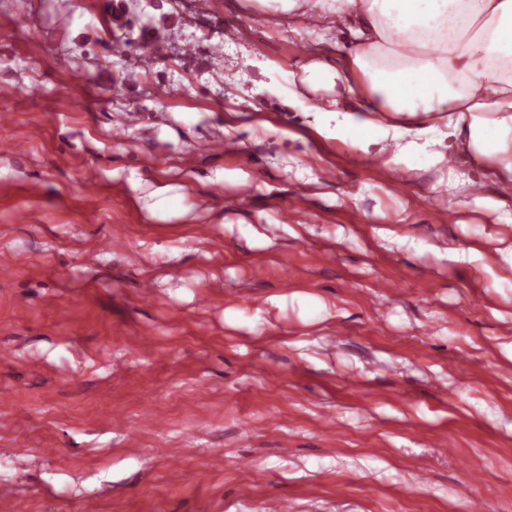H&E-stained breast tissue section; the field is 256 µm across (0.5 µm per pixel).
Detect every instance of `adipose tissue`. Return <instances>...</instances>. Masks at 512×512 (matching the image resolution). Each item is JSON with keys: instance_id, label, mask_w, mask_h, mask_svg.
Returning <instances> with one entry per match:
<instances>
[{"instance_id": "ef3b65f1", "label": "adipose tissue", "mask_w": 512, "mask_h": 512, "mask_svg": "<svg viewBox=\"0 0 512 512\" xmlns=\"http://www.w3.org/2000/svg\"><path fill=\"white\" fill-rule=\"evenodd\" d=\"M294 13L315 5L318 19L350 24L348 57L301 68L303 87L336 93L312 111L352 150L377 145L392 166H447L453 154L495 169L512 190V0H278Z\"/></svg>"}]
</instances>
